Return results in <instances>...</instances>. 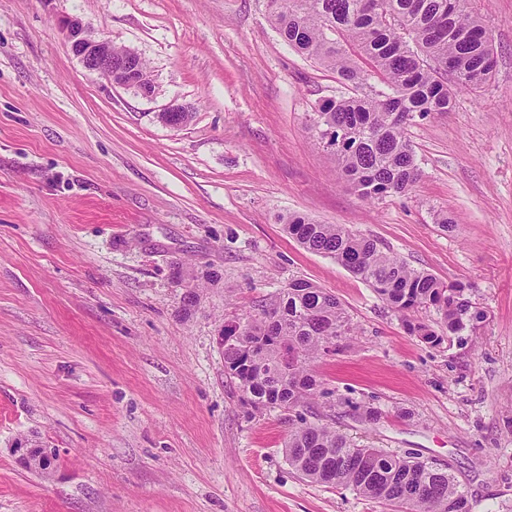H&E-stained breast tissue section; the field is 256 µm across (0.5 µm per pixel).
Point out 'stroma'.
<instances>
[{
  "label": "stroma",
  "instance_id": "35a3bbf8",
  "mask_svg": "<svg viewBox=\"0 0 512 512\" xmlns=\"http://www.w3.org/2000/svg\"><path fill=\"white\" fill-rule=\"evenodd\" d=\"M474 6L492 80L409 127L420 180L368 203L313 129L353 87L283 42L267 0H0V512H394L303 479L287 413L247 414L224 374L225 320L294 279L356 326L314 362L327 394L307 421L449 469L473 512H512V0ZM67 13L137 51L155 96L87 71ZM170 103L187 124L158 121ZM295 213L469 284L484 322L422 342L288 236ZM20 441L52 451L50 475Z\"/></svg>",
  "mask_w": 512,
  "mask_h": 512
}]
</instances>
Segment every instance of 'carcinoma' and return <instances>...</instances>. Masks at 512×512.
<instances>
[{
  "mask_svg": "<svg viewBox=\"0 0 512 512\" xmlns=\"http://www.w3.org/2000/svg\"><path fill=\"white\" fill-rule=\"evenodd\" d=\"M267 7L273 28L295 52L346 83L364 86L375 77L386 87L328 99L313 118L318 145L366 201L405 194L420 178L407 127L450 111L458 91H476L493 76L490 30L472 0H268ZM125 58L133 60L129 79L152 89L145 61L125 47L112 48V59ZM284 228L304 248L332 257L368 283L404 327L429 344L474 330L485 319L465 296L466 285L409 267L346 224H317L297 214ZM423 308L440 315V330L413 318ZM352 330L334 294L295 279L245 317L224 322V372L250 412H293L326 394L311 364ZM353 415L375 424L381 412L358 404ZM288 423V462L311 482L348 486L403 512H472L467 494L443 467L358 445L303 418Z\"/></svg>",
  "mask_w": 512,
  "mask_h": 512,
  "instance_id": "1",
  "label": "carcinoma"
}]
</instances>
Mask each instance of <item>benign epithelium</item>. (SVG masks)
I'll list each match as a JSON object with an SVG mask.
<instances>
[{
  "label": "benign epithelium",
  "mask_w": 512,
  "mask_h": 512,
  "mask_svg": "<svg viewBox=\"0 0 512 512\" xmlns=\"http://www.w3.org/2000/svg\"><path fill=\"white\" fill-rule=\"evenodd\" d=\"M59 26L66 36L71 52L89 72L117 83L122 71H113L112 40L94 32L91 26L77 15L59 17Z\"/></svg>",
  "instance_id": "7a95c632"
}]
</instances>
